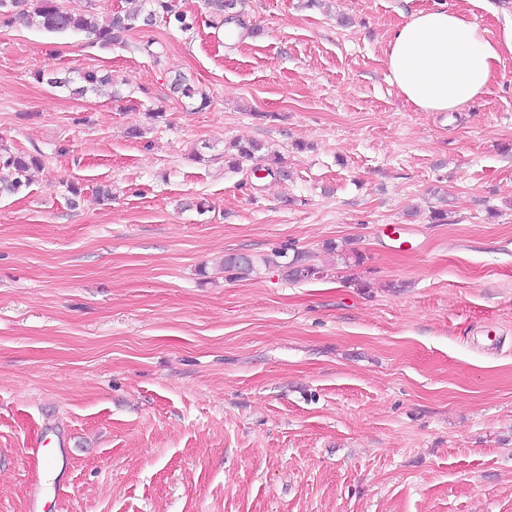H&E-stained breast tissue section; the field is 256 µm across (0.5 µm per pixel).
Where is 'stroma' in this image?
Instances as JSON below:
<instances>
[{
  "mask_svg": "<svg viewBox=\"0 0 512 512\" xmlns=\"http://www.w3.org/2000/svg\"><path fill=\"white\" fill-rule=\"evenodd\" d=\"M178 3L191 31L131 33L158 66L0 27V144L42 160L0 196V512H512V60L419 112L388 37L466 0H245L243 39ZM235 140L287 176L225 170ZM51 72L37 71L34 74L38 82L44 80L52 87H64L69 90V93L76 97H84L88 93H97L102 87L111 83L109 76L99 75L98 71H85L79 74L76 78L60 79L52 77ZM170 89L174 94H178L181 97L195 102L199 101L197 109H203L208 104V97L188 83L187 79L183 76H175L171 81Z\"/></svg>",
  "mask_w": 512,
  "mask_h": 512,
  "instance_id": "1",
  "label": "stroma"
}]
</instances>
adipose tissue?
I'll use <instances>...</instances> for the list:
<instances>
[{
    "mask_svg": "<svg viewBox=\"0 0 512 512\" xmlns=\"http://www.w3.org/2000/svg\"><path fill=\"white\" fill-rule=\"evenodd\" d=\"M512 58V29L493 38L467 14L419 10L391 33L385 64L400 96L422 112H457L484 95Z\"/></svg>",
    "mask_w": 512,
    "mask_h": 512,
    "instance_id": "ef3b65f1",
    "label": "adipose tissue"
}]
</instances>
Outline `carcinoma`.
<instances>
[{
    "instance_id": "1",
    "label": "carcinoma",
    "mask_w": 512,
    "mask_h": 512,
    "mask_svg": "<svg viewBox=\"0 0 512 512\" xmlns=\"http://www.w3.org/2000/svg\"><path fill=\"white\" fill-rule=\"evenodd\" d=\"M210 24L222 27L237 12L241 0H204ZM158 18L173 22L184 31L192 29L187 21V14L180 10L176 0H148L138 2L128 10L101 16L95 12L74 13L60 4V0H0V21L10 24L19 19L27 26L43 29L51 33L84 32L91 38V43L110 48L120 45L137 53L152 58L153 63L161 65V55L152 49V43H132L127 40L131 30L150 25ZM37 81L47 82L52 87H64L76 97L96 93L111 83V78L96 71H85L75 78L60 79L52 73L38 71L34 74ZM170 89L173 93L198 103L203 109L208 104V97L187 82L183 76L172 79ZM264 149V144L256 141H236L224 151V168L237 172L246 161L257 159V154ZM41 163L36 155L13 154L5 147H0V192L19 193L27 186V173L31 167ZM224 269L247 275L253 270L252 259L237 253L224 255Z\"/></svg>"
}]
</instances>
